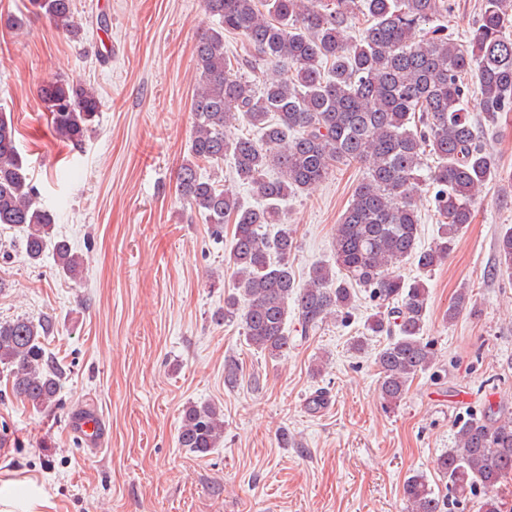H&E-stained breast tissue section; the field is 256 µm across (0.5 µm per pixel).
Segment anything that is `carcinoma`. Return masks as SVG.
<instances>
[{
    "label": "carcinoma",
    "instance_id": "cac0c4a2",
    "mask_svg": "<svg viewBox=\"0 0 512 512\" xmlns=\"http://www.w3.org/2000/svg\"><path fill=\"white\" fill-rule=\"evenodd\" d=\"M57 29L76 37L75 0H31ZM218 25L195 45L193 133L179 168L176 191L224 236L234 226L226 270L231 292L219 319L236 322L247 345L279 359L288 353V314L302 333L344 319L353 286L377 302L366 319V337L385 334L378 352L380 395L387 407L401 401L409 383L436 365L434 344L424 337L429 288L386 267L412 259L427 273L447 262L473 222L472 208L496 179L498 163L480 144L469 100L490 121L512 112V0H483L469 41L448 37L442 23L446 0H205ZM365 16L359 38L346 34L349 20ZM240 36V51H224V33ZM40 97L56 135L80 144L101 108L86 85L55 80ZM244 127L246 132L235 130ZM434 165L422 173L423 156ZM229 163L237 180L260 198L248 206L230 189L204 181L199 163ZM367 167L336 227L334 263L313 267L299 286L290 263L294 231L281 203L309 193L341 165ZM277 176H268L270 169ZM434 190L441 218L433 244L418 246L417 198ZM27 228L25 254L37 262L52 249L59 272L80 278L84 260L66 241L53 239V213L37 201L16 147L12 117L0 112V225ZM499 268L512 272V225L497 241ZM472 305L462 288L448 304L456 320ZM46 320L0 322V365L13 394L37 408L53 406L62 371L46 355ZM224 436V413L210 403L185 405L178 442L206 455ZM436 466L447 493L416 474L403 485L408 512H451L482 489L479 512H501L492 491L512 477V414L489 406L459 418L456 447Z\"/></svg>",
    "mask_w": 512,
    "mask_h": 512
}]
</instances>
